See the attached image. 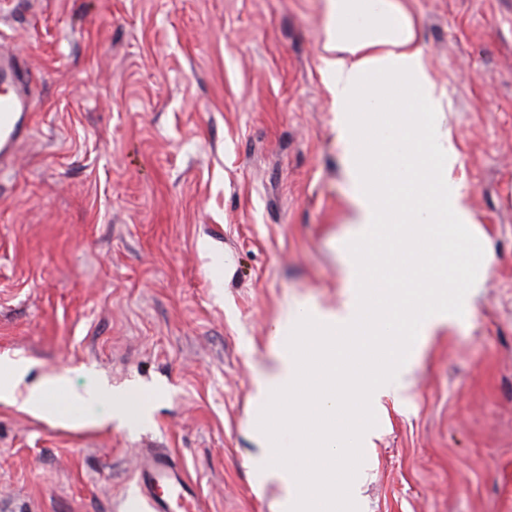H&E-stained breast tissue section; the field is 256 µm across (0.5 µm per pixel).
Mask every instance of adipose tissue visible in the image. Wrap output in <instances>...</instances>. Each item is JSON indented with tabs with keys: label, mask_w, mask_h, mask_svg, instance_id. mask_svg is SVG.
I'll use <instances>...</instances> for the list:
<instances>
[{
	"label": "adipose tissue",
	"mask_w": 512,
	"mask_h": 512,
	"mask_svg": "<svg viewBox=\"0 0 512 512\" xmlns=\"http://www.w3.org/2000/svg\"><path fill=\"white\" fill-rule=\"evenodd\" d=\"M323 8L319 58L334 90L355 205L344 259L351 291L338 310L283 314L280 326L318 332L295 352H277L254 382L256 408L294 404L297 443L316 451L286 462L256 434V487L277 488L274 512H336L337 487H353L375 435L365 408L404 391V364L419 337L470 310L476 264L475 252L455 247L473 217L451 177L456 156L441 98L404 0H323ZM28 372L26 362H9L0 398L24 391L28 413L50 415L48 396L65 388V376L30 384ZM100 400L111 403L103 416L90 411ZM72 401L86 407L85 427L132 420L129 396L108 385Z\"/></svg>",
	"instance_id": "1"
}]
</instances>
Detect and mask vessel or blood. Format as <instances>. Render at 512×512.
<instances>
[{"instance_id":"1","label":"vessel or blood","mask_w":512,"mask_h":512,"mask_svg":"<svg viewBox=\"0 0 512 512\" xmlns=\"http://www.w3.org/2000/svg\"><path fill=\"white\" fill-rule=\"evenodd\" d=\"M29 76L14 50L0 44V169L9 168L19 144L30 135L25 118L35 111ZM197 484L166 449L144 454L125 512H195Z\"/></svg>"}]
</instances>
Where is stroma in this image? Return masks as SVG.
I'll return each mask as SVG.
<instances>
[{"label": "stroma", "mask_w": 512, "mask_h": 512, "mask_svg": "<svg viewBox=\"0 0 512 512\" xmlns=\"http://www.w3.org/2000/svg\"><path fill=\"white\" fill-rule=\"evenodd\" d=\"M444 92L452 177L488 263L470 315L427 336L368 408L364 512H512V0H407ZM322 0H0L33 132L0 171V360L51 395L100 381L148 426L82 429L0 401V512H122L148 448L202 512H273L253 428L293 456L255 375L337 307L353 202L317 48Z\"/></svg>", "instance_id": "1"}]
</instances>
